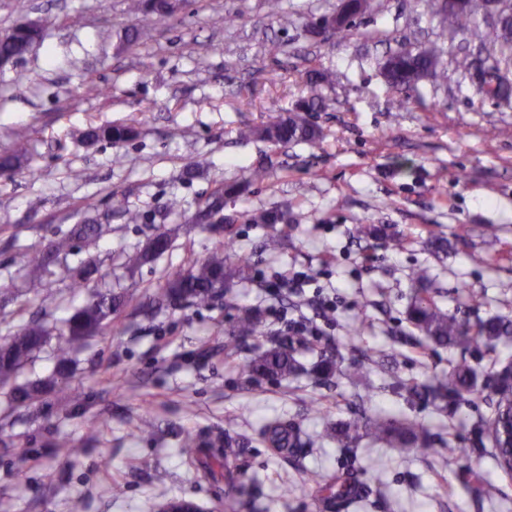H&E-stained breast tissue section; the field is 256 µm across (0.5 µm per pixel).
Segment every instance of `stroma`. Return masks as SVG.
<instances>
[{
	"label": "stroma",
	"instance_id": "stroma-1",
	"mask_svg": "<svg viewBox=\"0 0 512 512\" xmlns=\"http://www.w3.org/2000/svg\"><path fill=\"white\" fill-rule=\"evenodd\" d=\"M280 23L265 0H186L170 18L148 23L130 15L126 0H0V33L52 16L53 25L14 66L0 71V152L13 149L15 129L27 132L25 162L0 181V339L32 314L65 318L96 290L129 300L120 330L87 339L74 355L70 386L83 399L54 393L29 408L12 407L0 390V512H157L177 499L203 512H224V479L202 466L209 451L182 448L185 434L229 431L243 438L238 468L252 478L255 512H329L304 473H350L362 497L346 512H512V477L497 468L480 424L489 400L439 408L411 399L406 387L448 372L464 358L478 383L512 362V337L495 347L426 343L406 309L416 292L411 273L431 274L440 307L476 323L512 320V98H483L457 55L486 62L465 30L451 29L426 0H374L350 30L323 43L309 22L335 14L340 0H281ZM139 31L135 45L116 52L118 33ZM438 43L443 68L397 100L382 74L401 46ZM336 72L322 91L324 107L308 113L323 136L285 149L238 130L295 109L307 71ZM97 94L86 95L87 85ZM136 123L123 145L87 143L91 127ZM262 179H253L254 170ZM238 183L224 215L238 231L232 243L187 223L197 202L218 183ZM121 198L138 223L112 210ZM182 207L167 210L169 200ZM282 207L289 225L248 223L253 212ZM97 220L96 239L77 240L48 273L27 279L16 252L68 235ZM364 224H384L403 243L362 236ZM176 229L168 252L136 268L158 231ZM278 249L258 252L263 236ZM454 242L435 252L434 239ZM223 246L229 261H250L249 279L211 307L148 309L168 273ZM93 262L97 274L74 286L70 268ZM303 273L298 286L268 295L264 284ZM486 301L465 304L466 289ZM255 308L267 316L259 342L270 345L289 323L317 334L297 351L304 365L323 347L341 344L344 358L364 351L363 379L340 375L325 383L252 379L249 347L225 357L234 315ZM422 420L435 439L452 440L460 455H428L363 439L340 447L328 427L353 408ZM299 424L305 445L288 454L268 448L266 423ZM153 425L139 436L141 422ZM80 450L56 452L62 439ZM25 440L18 458L14 441ZM482 472V484L467 473Z\"/></svg>",
	"mask_w": 512,
	"mask_h": 512
}]
</instances>
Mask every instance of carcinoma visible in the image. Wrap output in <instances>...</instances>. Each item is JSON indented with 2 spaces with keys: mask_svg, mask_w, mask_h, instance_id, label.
Returning a JSON list of instances; mask_svg holds the SVG:
<instances>
[{
  "mask_svg": "<svg viewBox=\"0 0 512 512\" xmlns=\"http://www.w3.org/2000/svg\"><path fill=\"white\" fill-rule=\"evenodd\" d=\"M491 0H465L466 10L461 15L446 12L437 7V13L448 20L460 24L470 35L473 42L488 51L492 63L485 68L486 78L479 83V92L490 99H502L512 95V78L509 71L500 67L501 62L512 60V21L502 26H492L484 21ZM371 7L370 0H342L340 12L344 18V28L351 27L353 18L366 13ZM129 11L145 17L164 19L175 13L170 0H129ZM43 27L33 29L13 28L0 35V58L20 60L24 58L41 40ZM441 65V50L432 44L425 47L402 48L392 53L384 62L383 75L388 87L399 95L409 96L416 90L418 83L437 73ZM336 82V74L324 69L308 72L304 82L302 105L293 112L279 113L259 127H245L239 132L240 138L249 140L259 138L273 145L290 143H315L321 137V131L311 124L304 113L312 110L322 101L321 87ZM137 135L136 128L129 125L99 127L85 133V139L95 142L106 140L115 145L125 143ZM22 153L19 151L0 154V177L12 178L19 166ZM231 189L217 185L209 197L197 204L189 221L194 224H206L223 215L224 195ZM251 224L291 223L287 212L266 210L248 218ZM102 232V226L95 223L76 224L66 237L56 238L43 248L26 249L14 256L19 268L32 272L47 269L53 258L68 253L72 248V238H93ZM170 234L161 231L155 234L144 250L126 256V264L139 266L169 250ZM250 263L232 264L224 258V245L215 247L205 258L192 261L188 267L177 269L166 277L162 292L153 298L151 304L157 307L192 305L210 307L216 299L227 293L235 282L248 277ZM412 280L420 286L413 297L408 310V321L424 335V338L440 346L468 347L481 343L492 347L502 337L512 334V322L495 318L471 325L456 315L442 309L432 296L427 294L426 286L431 282L429 269L418 266L412 271ZM123 295L110 290L97 291L83 306L75 309L61 323L59 331L66 337V346L59 348L57 361L51 375L44 379L22 385L15 383L19 373L33 356L49 340L50 328L41 319L25 322L20 330L0 342V388L10 386V399L15 407L29 406L41 394L60 389V384L68 378L71 348L89 337L104 332L112 326V317L118 315L125 306ZM266 322L263 316L252 309H240L235 315V325L224 347L231 350L246 344L264 334ZM304 335H289L278 339L274 345L257 349L247 363V369L255 379H287L307 373L330 377L337 371L342 361L338 348L330 347L322 351L320 361L310 370L306 369L295 357L298 348L306 345ZM484 389L476 384L473 368L462 359L456 362L446 374L436 375L420 385L408 389L411 397L433 403H446L452 399H464L465 396H481ZM500 394L497 409L493 416L484 421L483 431L495 442H500V428L504 418L512 415V386L503 384L497 387ZM329 434L343 447H350L364 437L389 448L420 449L426 454H438L437 441L425 423L419 419L389 416H370L362 411L353 413L350 418L336 422L329 428ZM265 435L270 447L280 450L294 448L300 441V431L295 426L280 422H270L265 426ZM221 449L218 466L224 469V483L227 487L228 512H242L252 509L251 502L244 499L245 486L243 473L232 467L242 453L240 441L229 435L224 440L202 441L193 436L183 439L182 447L199 448L201 446ZM305 481L314 485L329 502L348 507L359 498L356 479L352 476L336 475L327 478L317 472H305Z\"/></svg>",
  "mask_w": 512,
  "mask_h": 512,
  "instance_id": "carcinoma-1",
  "label": "carcinoma"
}]
</instances>
